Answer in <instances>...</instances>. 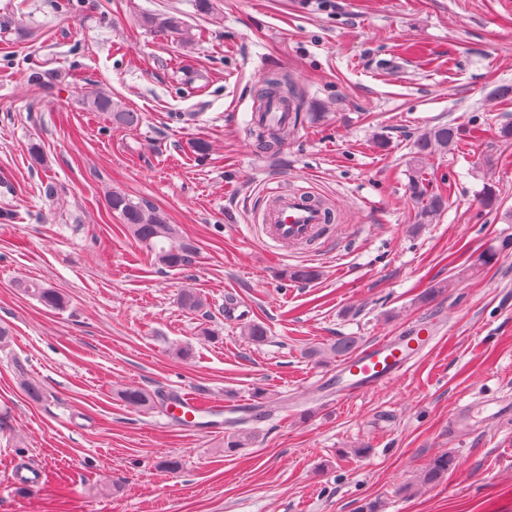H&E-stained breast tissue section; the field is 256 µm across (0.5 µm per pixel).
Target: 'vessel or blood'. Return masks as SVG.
Masks as SVG:
<instances>
[{"instance_id": "b4317fda", "label": "vessel or blood", "mask_w": 512, "mask_h": 512, "mask_svg": "<svg viewBox=\"0 0 512 512\" xmlns=\"http://www.w3.org/2000/svg\"><path fill=\"white\" fill-rule=\"evenodd\" d=\"M263 221L274 243L283 247L308 245L320 239L327 215L310 192L296 190L272 195ZM437 341L434 329L420 324L414 326L410 335L388 337L344 358L336 367L337 401H349L394 382L405 374L413 360L433 348ZM223 406L219 399L203 401L182 394L168 409L194 422Z\"/></svg>"}]
</instances>
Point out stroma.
Masks as SVG:
<instances>
[{"instance_id":"35a3bbf8","label":"stroma","mask_w":512,"mask_h":512,"mask_svg":"<svg viewBox=\"0 0 512 512\" xmlns=\"http://www.w3.org/2000/svg\"><path fill=\"white\" fill-rule=\"evenodd\" d=\"M159 13L190 41L142 26ZM274 70L303 91L277 155L247 137ZM35 71L47 85L29 82ZM502 84L512 0H213L206 14L195 0H0V512H512V416L494 406L512 397V139L498 135L512 101L491 96ZM94 90L139 126L89 110ZM441 122L468 133L429 160L448 206L419 226L408 162ZM298 188L334 219L323 242L280 247L263 230L267 193ZM115 191L164 212L198 264H152L109 211ZM300 266L318 278H287ZM20 279L68 307L45 308ZM186 288L206 308L183 310ZM428 288L440 294L421 302ZM230 302L265 342L241 336ZM421 322L440 338L402 379L346 403L329 394L324 347ZM128 386L242 405L260 387L288 410L228 456L223 431L129 406ZM458 402L469 411L452 433ZM448 451L459 468L416 483ZM33 472L38 485L20 484ZM16 286L22 292L37 299L46 308L63 310L67 306L68 301L65 295L51 286L28 281H19Z\"/></svg>"}]
</instances>
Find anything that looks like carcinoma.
Wrapping results in <instances>:
<instances>
[{
	"label": "carcinoma",
	"mask_w": 512,
	"mask_h": 512,
	"mask_svg": "<svg viewBox=\"0 0 512 512\" xmlns=\"http://www.w3.org/2000/svg\"><path fill=\"white\" fill-rule=\"evenodd\" d=\"M143 26L156 32L183 34V22L170 15L147 14L142 16ZM299 89L297 83L288 75L273 71L265 79L259 93L260 109L272 102H279L292 111L297 109ZM88 105L94 112H100L117 128H132L139 124L140 115L132 112L112 95L104 91H93L88 97ZM248 135L254 139L258 148L267 153L280 150L288 136V128L281 124L275 128L264 121H253ZM460 129L453 124H441L424 131L414 143L413 166L409 172V190L411 199L417 204V223L429 224L445 207L444 193L429 190L424 177L423 163L426 160L445 154L457 142ZM108 208L119 215L132 237L157 265L167 269H187L194 266L199 258L198 248L180 232L175 224L167 221L166 216L157 207L147 201L135 202L121 192H112L107 199ZM17 287L37 299L52 310H62L67 299L57 289L44 284L20 281ZM181 305L190 312H199L206 306L203 296L192 290L181 295ZM358 338L343 336L328 345L327 350L337 357H346L356 346ZM123 402L135 407H149L156 404L166 405L173 396L159 392L151 393L144 389L127 388L119 393ZM253 429H236L224 437V454L236 455L256 438ZM459 464L458 458L451 452L442 453L433 458L429 467L418 477L424 484L435 483L454 471Z\"/></svg>",
	"instance_id": "1"
}]
</instances>
